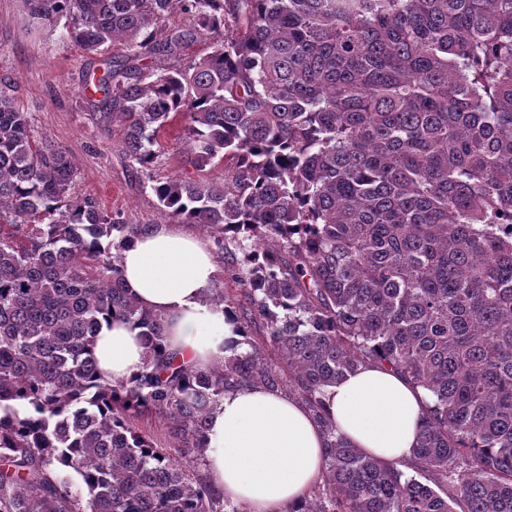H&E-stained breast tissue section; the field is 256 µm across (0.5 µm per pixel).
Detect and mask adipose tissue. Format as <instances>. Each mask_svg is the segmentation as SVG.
<instances>
[{
	"label": "adipose tissue",
	"instance_id": "obj_1",
	"mask_svg": "<svg viewBox=\"0 0 512 512\" xmlns=\"http://www.w3.org/2000/svg\"><path fill=\"white\" fill-rule=\"evenodd\" d=\"M121 269L140 305L164 318L165 343L181 360L200 370L223 361L234 324L207 303L218 267L203 240L150 226L124 246ZM94 354L102 375L117 382L139 370L144 350L137 329L116 319L102 324ZM324 401L338 432L364 453L399 464L411 458L427 396L399 372L360 368L328 387ZM207 436L211 483L248 512H284L323 469L326 438L308 406L261 387L226 393Z\"/></svg>",
	"mask_w": 512,
	"mask_h": 512
}]
</instances>
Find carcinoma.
<instances>
[{"label":"carcinoma","instance_id":"carcinoma-1","mask_svg":"<svg viewBox=\"0 0 512 512\" xmlns=\"http://www.w3.org/2000/svg\"><path fill=\"white\" fill-rule=\"evenodd\" d=\"M25 3L89 53L128 51L83 94L141 169L179 117L193 165L224 162L222 182L151 190L227 255L209 303L230 308L234 286L248 308L224 361L167 353L121 275L143 225L72 193L66 154L0 78V512H245L194 463L224 393L256 386L301 398L327 436L323 484L288 512H512V0ZM176 8L188 27L166 26ZM199 40L210 52L184 67L131 65ZM114 317L144 362L112 383L93 348ZM372 364L427 392L413 458L428 484L327 417L326 387ZM147 412L171 420L179 456L135 430Z\"/></svg>","mask_w":512,"mask_h":512}]
</instances>
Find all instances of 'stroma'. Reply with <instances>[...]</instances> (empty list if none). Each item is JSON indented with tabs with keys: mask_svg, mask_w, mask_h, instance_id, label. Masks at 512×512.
I'll return each instance as SVG.
<instances>
[{
	"mask_svg": "<svg viewBox=\"0 0 512 512\" xmlns=\"http://www.w3.org/2000/svg\"><path fill=\"white\" fill-rule=\"evenodd\" d=\"M103 62V55L69 42L64 28L33 30L24 0H0V77L16 80V100L34 137L48 139L68 157L74 194L94 196L103 210L129 224L162 223L152 182L196 174L183 126L160 133L155 162L149 172L140 171L124 153L121 122L101 121L83 96L88 68Z\"/></svg>",
	"mask_w": 512,
	"mask_h": 512,
	"instance_id": "obj_1",
	"label": "stroma"
}]
</instances>
